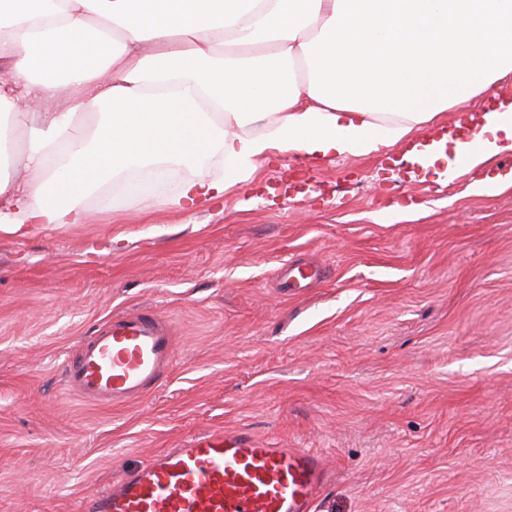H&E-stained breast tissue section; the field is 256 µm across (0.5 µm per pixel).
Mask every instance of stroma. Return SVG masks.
Here are the masks:
<instances>
[{
	"label": "stroma",
	"instance_id": "stroma-1",
	"mask_svg": "<svg viewBox=\"0 0 512 512\" xmlns=\"http://www.w3.org/2000/svg\"><path fill=\"white\" fill-rule=\"evenodd\" d=\"M407 148L275 152L206 209L118 192L83 199L84 224L0 230V512H77L216 426L321 454L311 512H512V190L466 192L512 155L387 179ZM286 262L324 277L279 288ZM142 308L178 336L159 386L121 407L68 392L77 342Z\"/></svg>",
	"mask_w": 512,
	"mask_h": 512
}]
</instances>
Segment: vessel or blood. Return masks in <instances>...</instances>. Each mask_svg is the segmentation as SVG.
I'll return each mask as SVG.
<instances>
[{
  "mask_svg": "<svg viewBox=\"0 0 512 512\" xmlns=\"http://www.w3.org/2000/svg\"><path fill=\"white\" fill-rule=\"evenodd\" d=\"M175 339L173 323L155 311L114 315L68 356L65 386L99 405L138 400L171 366ZM323 478L311 449L268 448L218 426L123 472L85 496L80 512H310Z\"/></svg>",
  "mask_w": 512,
  "mask_h": 512,
  "instance_id": "obj_1",
  "label": "vessel or blood"
}]
</instances>
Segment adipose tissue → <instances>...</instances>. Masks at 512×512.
I'll use <instances>...</instances> for the list:
<instances>
[{"label": "adipose tissue", "instance_id": "obj_1", "mask_svg": "<svg viewBox=\"0 0 512 512\" xmlns=\"http://www.w3.org/2000/svg\"><path fill=\"white\" fill-rule=\"evenodd\" d=\"M0 115L24 129L0 226L81 224V197L156 170L168 203L208 205L259 159L369 156L512 74V0H0ZM265 119L262 132L246 127ZM512 154V102L423 168Z\"/></svg>", "mask_w": 512, "mask_h": 512}]
</instances>
